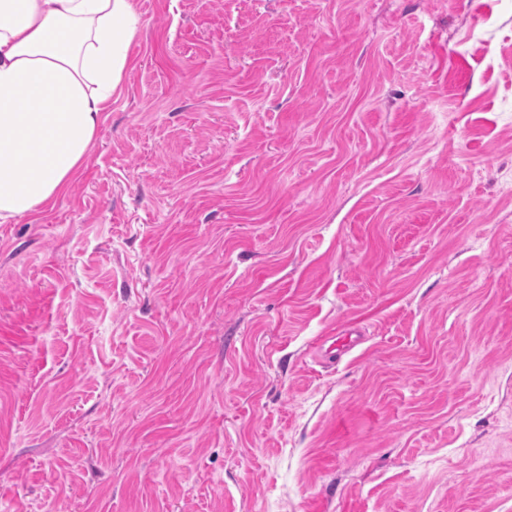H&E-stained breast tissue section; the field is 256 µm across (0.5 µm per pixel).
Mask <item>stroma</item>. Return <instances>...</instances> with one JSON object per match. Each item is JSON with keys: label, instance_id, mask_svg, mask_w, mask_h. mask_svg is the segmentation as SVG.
<instances>
[{"label": "stroma", "instance_id": "stroma-1", "mask_svg": "<svg viewBox=\"0 0 512 512\" xmlns=\"http://www.w3.org/2000/svg\"><path fill=\"white\" fill-rule=\"evenodd\" d=\"M135 2L0 223V512H512V0ZM363 333L358 327H348L341 332V336H326L321 350L319 361L327 364L338 362L343 355L362 341Z\"/></svg>", "mask_w": 512, "mask_h": 512}]
</instances>
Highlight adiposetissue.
Instances as JSON below:
<instances>
[{"label": "adipose tissue", "mask_w": 512, "mask_h": 512, "mask_svg": "<svg viewBox=\"0 0 512 512\" xmlns=\"http://www.w3.org/2000/svg\"><path fill=\"white\" fill-rule=\"evenodd\" d=\"M139 31L134 0H0V222L63 194Z\"/></svg>", "instance_id": "adipose-tissue-1"}]
</instances>
